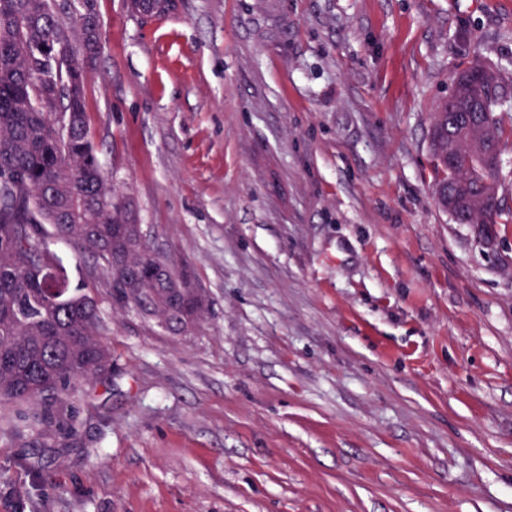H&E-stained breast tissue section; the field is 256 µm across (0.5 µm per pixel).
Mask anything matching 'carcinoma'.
<instances>
[{
    "mask_svg": "<svg viewBox=\"0 0 512 512\" xmlns=\"http://www.w3.org/2000/svg\"><path fill=\"white\" fill-rule=\"evenodd\" d=\"M44 2L0 0V399L45 435L74 440L86 381L112 373L97 285L117 308L171 322L177 332L194 326L205 308L188 295L175 298L142 225L102 176L84 94L86 70L100 53L97 37L74 16L64 30ZM60 43L68 52L61 58ZM469 93L473 107L445 101L434 115L435 191L446 186L462 195L464 213L455 220L494 224L499 162L487 151L512 140L500 117L508 91L484 66ZM46 99L70 115L68 138L57 139ZM51 239L92 259L96 285L70 287ZM115 253L123 267L140 269L131 294Z\"/></svg>",
    "mask_w": 512,
    "mask_h": 512,
    "instance_id": "carcinoma-1",
    "label": "carcinoma"
}]
</instances>
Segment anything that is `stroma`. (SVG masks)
Listing matches in <instances>:
<instances>
[{
    "label": "stroma",
    "instance_id": "35a3bbf8",
    "mask_svg": "<svg viewBox=\"0 0 512 512\" xmlns=\"http://www.w3.org/2000/svg\"><path fill=\"white\" fill-rule=\"evenodd\" d=\"M102 174L208 309L96 298L112 380L39 479L0 407V512H512V142L483 233L434 191L473 61L512 90V0H96Z\"/></svg>",
    "mask_w": 512,
    "mask_h": 512
}]
</instances>
